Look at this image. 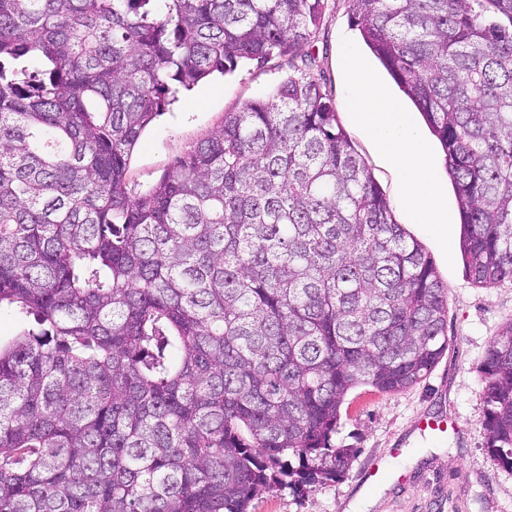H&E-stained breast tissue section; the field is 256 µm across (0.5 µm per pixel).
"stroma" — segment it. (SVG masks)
<instances>
[{
  "label": "stroma",
  "instance_id": "35a3bbf8",
  "mask_svg": "<svg viewBox=\"0 0 512 512\" xmlns=\"http://www.w3.org/2000/svg\"><path fill=\"white\" fill-rule=\"evenodd\" d=\"M352 43L392 95L400 90L364 43L351 20L349 0H328L327 19L309 50L323 86L357 154L386 195L394 218L431 255L448 290V349L430 374L395 394L354 390L341 411L336 445L357 449L344 478L319 488L262 494L250 512H512V470L501 467L486 448L480 365L490 341L512 320V282L476 286L464 272L460 216L447 171H439L448 214V239L414 223L400 203L394 172L357 123L348 102V84L340 66L345 43ZM288 60L264 65L241 62L231 73L214 74L183 89L169 110L142 134L128 167L132 193L147 189L194 143L220 124L225 113L246 103L271 99L288 76ZM436 414L449 422L444 433L419 432L415 423ZM382 472L367 480L370 463Z\"/></svg>",
  "mask_w": 512,
  "mask_h": 512
}]
</instances>
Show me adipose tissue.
Here are the masks:
<instances>
[{"label": "adipose tissue", "instance_id": "adipose-tissue-1", "mask_svg": "<svg viewBox=\"0 0 512 512\" xmlns=\"http://www.w3.org/2000/svg\"><path fill=\"white\" fill-rule=\"evenodd\" d=\"M341 64L349 78V105L385 159L401 178L402 203L417 223L447 238L448 226L440 198V164L412 118L391 98L352 47Z\"/></svg>", "mask_w": 512, "mask_h": 512}]
</instances>
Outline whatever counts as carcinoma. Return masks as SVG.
Here are the masks:
<instances>
[{
	"label": "carcinoma",
	"mask_w": 512,
	"mask_h": 512,
	"mask_svg": "<svg viewBox=\"0 0 512 512\" xmlns=\"http://www.w3.org/2000/svg\"><path fill=\"white\" fill-rule=\"evenodd\" d=\"M328 0H0V512H248L356 458L341 408L419 383L448 290L338 123ZM439 140L464 271L512 281V0H349ZM288 76L136 197L142 132L207 76ZM512 469V321L481 365Z\"/></svg>",
	"instance_id": "obj_1"
}]
</instances>
